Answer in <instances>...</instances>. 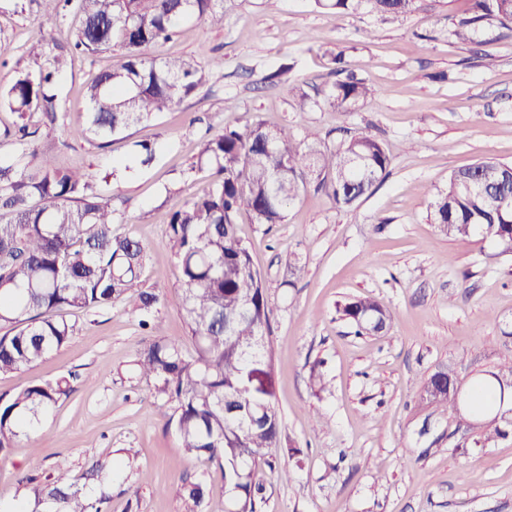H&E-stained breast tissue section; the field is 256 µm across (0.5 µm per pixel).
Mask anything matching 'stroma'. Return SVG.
Wrapping results in <instances>:
<instances>
[{
  "label": "stroma",
  "instance_id": "obj_1",
  "mask_svg": "<svg viewBox=\"0 0 512 512\" xmlns=\"http://www.w3.org/2000/svg\"><path fill=\"white\" fill-rule=\"evenodd\" d=\"M469 8L468 0H420L401 16L338 15L312 0H236L223 25L189 20L151 50L208 66L205 85L104 149L66 129L82 122L87 84L119 54L76 58L58 83L65 125L44 145L55 165L106 171L132 159L137 142L156 148L150 165L101 189L124 213L117 233L147 248L142 284L163 295L156 318L171 337L186 338L187 329L166 228L173 209L213 185L210 170L192 167L208 128L256 116L299 139L314 133L337 143L366 132L391 157L386 178L352 207L310 190L285 223L239 220L272 309L266 341L281 420L276 466L256 477L261 512H512V435L474 446L458 416L421 395L442 364L454 365L470 392L477 372L495 369L512 346V255H497L479 234L448 239L427 219L453 170L486 157L512 163V27L487 24L460 41L453 31ZM74 23L46 16L38 0H0V87L24 44L66 41ZM339 51L376 90L351 112L317 106L336 80ZM292 85L311 98L307 111L295 110ZM296 261L305 273L294 281ZM363 295L391 310L385 331L359 336L343 317L342 305ZM140 319L125 302L74 313L65 347L0 377V396L72 379L39 434L0 454V507L27 500V481L58 466L78 480L88 460L103 458L121 464L111 512H179L183 482L196 479L209 487L208 512H226L223 469L185 452L168 422L172 407L132 370L148 339ZM318 362L327 382L319 393L309 386Z\"/></svg>",
  "mask_w": 512,
  "mask_h": 512
}]
</instances>
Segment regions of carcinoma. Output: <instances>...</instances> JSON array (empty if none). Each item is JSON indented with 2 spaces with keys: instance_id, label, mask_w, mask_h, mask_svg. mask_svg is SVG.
Returning <instances> with one entry per match:
<instances>
[{
  "instance_id": "cac0c4a2",
  "label": "carcinoma",
  "mask_w": 512,
  "mask_h": 512,
  "mask_svg": "<svg viewBox=\"0 0 512 512\" xmlns=\"http://www.w3.org/2000/svg\"><path fill=\"white\" fill-rule=\"evenodd\" d=\"M57 19L72 15L77 25L65 44L31 46V65L15 67L13 78L0 88V107L18 114L21 122L0 130V143L18 146L19 154L0 157V376L16 373L65 346L75 331L67 316L77 310L110 307L131 300L149 316L162 304V294L141 287L146 246L116 233L122 215L112 196L100 191L87 170H60L38 156L43 132L65 123L54 87L74 56L95 57L118 52L122 61L98 73L87 86L84 120L70 128L76 140L98 148L109 146L131 126L172 111L205 83L207 72L193 58L157 59L149 50L176 36L196 18L224 24L234 0H39ZM336 14L368 10L405 15L420 0H314ZM471 16L461 19L455 35L461 40L484 21L512 23V0H470ZM336 73L325 105L348 111L375 91L346 72L344 55L332 57ZM195 166L215 170L212 189L171 212L167 243L179 269V289L188 338L162 332L158 323L141 321L152 339L140 348L135 366L155 380L162 405L174 404L170 421L185 451L205 457L225 470L227 512H258L262 486L256 472L272 462L268 449L280 441V417L274 392L250 389L255 373L273 381L266 338L271 308L248 247L238 235V219L253 224H282L287 206L312 186L325 192L339 208H347L387 174L390 156L367 133L349 136L339 145L324 140H297L283 129L259 119L225 126L205 139ZM512 166L493 160L454 170L445 189L428 205L430 223L450 238L481 233L492 238L500 253H512ZM342 315L356 334L373 331L372 322L388 325L391 312L372 296L349 300ZM512 379V347L497 370L478 377L466 413L482 423L474 444L505 434L485 421L502 400L512 396L502 381ZM66 379L29 384L11 397H0V452L35 434L41 418L70 393ZM112 462L94 459L73 481L65 467L29 488L43 512H108ZM207 488L202 480L182 485L181 512H204Z\"/></svg>"
}]
</instances>
